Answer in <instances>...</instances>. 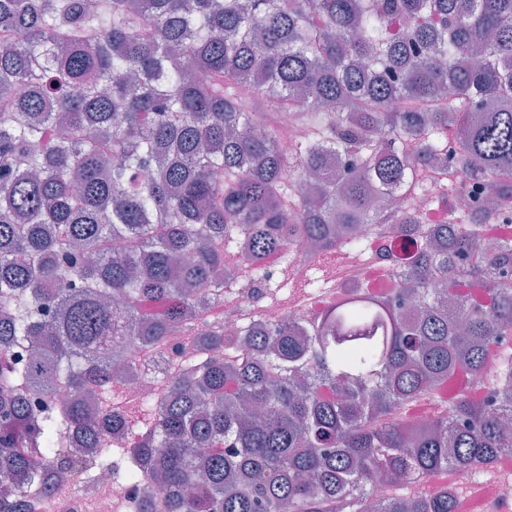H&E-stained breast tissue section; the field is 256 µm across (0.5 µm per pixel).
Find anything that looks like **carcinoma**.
Listing matches in <instances>:
<instances>
[{
    "label": "carcinoma",
    "mask_w": 512,
    "mask_h": 512,
    "mask_svg": "<svg viewBox=\"0 0 512 512\" xmlns=\"http://www.w3.org/2000/svg\"><path fill=\"white\" fill-rule=\"evenodd\" d=\"M252 95L312 133L288 150L272 124L255 133ZM444 153L482 190L469 228L377 206L412 200ZM459 190L431 203L454 214ZM509 198L512 0H0V474L29 483L44 465L50 490L79 463L66 423L84 448L133 435L165 512H459L455 493L407 486L512 454V363L489 376L512 334V236L475 250ZM359 225L401 241L390 292L244 330L238 353L144 401L140 428L89 413L107 346L174 328L224 344L199 322L224 249L256 288L270 253L360 249ZM482 373L485 398L461 388L453 415L405 427L399 407ZM62 384L69 401L42 402ZM381 481L393 494L373 506ZM0 512H27L11 487Z\"/></svg>",
    "instance_id": "1"
}]
</instances>
